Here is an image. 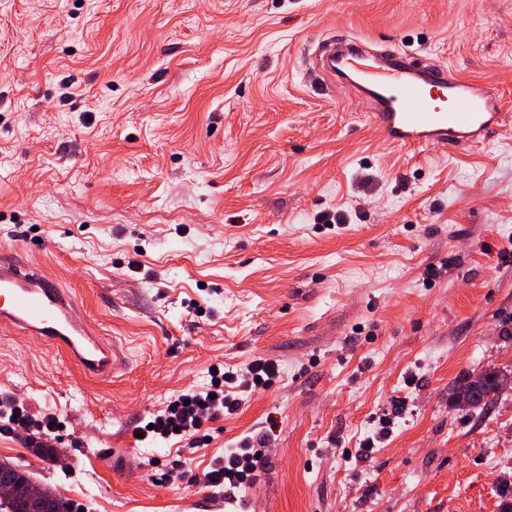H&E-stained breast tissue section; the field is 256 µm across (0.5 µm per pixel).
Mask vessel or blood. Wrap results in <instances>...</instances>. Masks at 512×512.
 Segmentation results:
<instances>
[{"label": "vessel or blood", "instance_id": "vessel-or-blood-1", "mask_svg": "<svg viewBox=\"0 0 512 512\" xmlns=\"http://www.w3.org/2000/svg\"><path fill=\"white\" fill-rule=\"evenodd\" d=\"M363 53L359 41L318 48L324 80L347 75ZM358 91L370 125L397 146L477 143L502 122L496 87L458 79L441 66L391 59L382 72L364 75ZM74 306L73 295L56 278L18 259L16 247L0 245V328L62 352L89 379L114 377L126 364L123 347L78 321Z\"/></svg>", "mask_w": 512, "mask_h": 512}]
</instances>
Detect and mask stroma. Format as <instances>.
I'll list each match as a JSON object with an SVG mask.
<instances>
[{
    "label": "stroma",
    "instance_id": "stroma-1",
    "mask_svg": "<svg viewBox=\"0 0 512 512\" xmlns=\"http://www.w3.org/2000/svg\"><path fill=\"white\" fill-rule=\"evenodd\" d=\"M366 39L496 86L476 145L400 147L308 48ZM128 357L109 381L0 329V398L60 421L0 462L83 512H499L512 388V0H0V243ZM280 377L195 451L141 438L212 367ZM266 436L255 482L204 483ZM376 439L364 451L366 439ZM499 375L503 380H509V376L497 371H488L485 383L481 387H475L470 382V377L456 381L450 388V401L454 407L462 411H474L483 409L492 404L500 393ZM463 404L464 406H461Z\"/></svg>",
    "mask_w": 512,
    "mask_h": 512
}]
</instances>
